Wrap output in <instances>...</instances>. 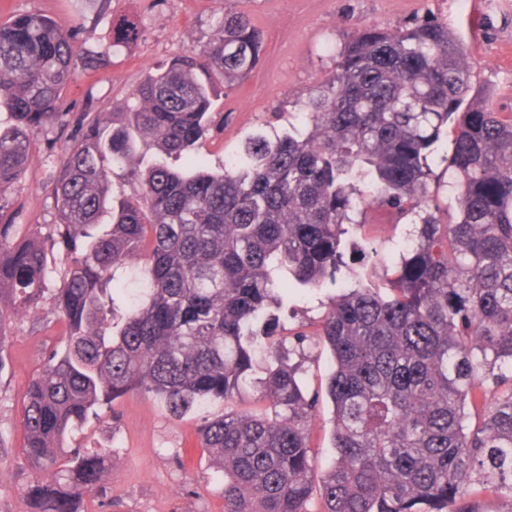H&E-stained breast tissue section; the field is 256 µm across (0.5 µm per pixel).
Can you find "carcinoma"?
Instances as JSON below:
<instances>
[{"mask_svg": "<svg viewBox=\"0 0 512 512\" xmlns=\"http://www.w3.org/2000/svg\"><path fill=\"white\" fill-rule=\"evenodd\" d=\"M79 30L37 13L0 25V106L13 115L0 126V194L20 183L30 135L60 115ZM261 49L250 19L226 11L202 51L148 76L111 125L88 123L51 189L60 222L50 249L14 243L0 206V291L30 311L53 248L68 260L55 293L66 341L23 407L24 453L38 471L29 512H84L105 453L64 460L62 450L100 407L134 391L175 417L226 403L259 348L274 416L227 411L199 440L224 472V512H308L316 400L282 356L279 312L293 286L337 284L343 237L372 204L419 230L399 258L375 255L396 270L392 294L349 288L321 322L336 448L321 512H479L472 484L512 504V391L490 404L483 391L512 383V113L470 96L472 63L447 24L365 26L288 131L255 132L207 171L191 155L212 122L196 72L232 88ZM450 124L460 190L445 221L430 161ZM144 142L154 155L139 153ZM116 166L135 193L112 183ZM470 405L482 412L474 427Z\"/></svg>", "mask_w": 512, "mask_h": 512, "instance_id": "obj_1", "label": "carcinoma"}]
</instances>
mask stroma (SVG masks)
<instances>
[{"mask_svg":"<svg viewBox=\"0 0 512 512\" xmlns=\"http://www.w3.org/2000/svg\"><path fill=\"white\" fill-rule=\"evenodd\" d=\"M245 13L263 37L257 67L244 83L225 88L212 76V109L217 120L196 148L211 167L267 121L288 126V113L298 112V98L318 85L334 67L343 36L363 24L393 31L432 16L448 24L463 41L473 62V89L491 93L489 103L512 112V0L489 10L486 0H97L81 8L77 0H0V24L14 15L37 12L67 26L79 21L83 48L104 55L92 70L76 58L62 94L61 122L36 131L28 167L19 187L0 195L13 220L14 243L31 233L47 237L57 223L51 185L67 150L77 144L87 119L112 120L114 101L129 95L150 73L166 66L183 49L202 48L225 11ZM135 23L136 39L113 45L112 36L125 23ZM366 225L345 243L349 273L344 287L358 281L388 291L384 268L374 267V253L398 255V243L413 237L409 219L389 223L383 208L370 206ZM336 290L332 286L295 289L281 315L282 337L291 363L300 365L309 395L318 399L310 427V444L318 469L334 458L332 407L325 383L330 351L317 330ZM6 317L0 337V512H28L25 491L36 471L25 457L23 403L32 379L48 352L62 337L63 325L52 294H45L36 313L16 312L10 299L0 300ZM304 341H297V333ZM268 357L256 354L244 386L229 403L216 402L201 411L172 416L151 396L132 392L103 407L96 418L76 431L68 449L98 447L107 457L100 479L85 495V512H223L224 474L201 448L197 428L204 418L224 409L262 411L268 403L253 382L265 375Z\"/></svg>","mask_w":512,"mask_h":512,"instance_id":"obj_1","label":"stroma"}]
</instances>
